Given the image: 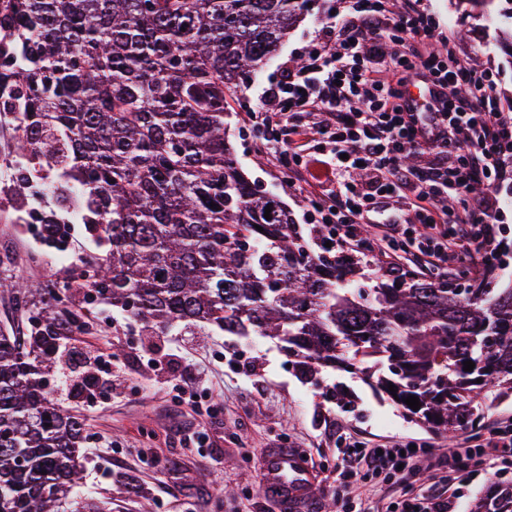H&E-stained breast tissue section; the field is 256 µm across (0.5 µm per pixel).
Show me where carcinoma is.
<instances>
[{
    "mask_svg": "<svg viewBox=\"0 0 512 512\" xmlns=\"http://www.w3.org/2000/svg\"><path fill=\"white\" fill-rule=\"evenodd\" d=\"M312 3L0 0V115L16 142L0 165L16 187H51L46 234L74 215L108 246L67 287L158 331L277 339L301 378L365 373L413 421L450 434L476 422L480 393L512 396V288L491 287L492 267L464 286L382 279L355 252L313 251L226 132L227 96ZM39 314L29 348L0 334V512H60L81 479L84 425L45 385L58 318ZM474 512H512V485Z\"/></svg>",
    "mask_w": 512,
    "mask_h": 512,
    "instance_id": "obj_1",
    "label": "carcinoma"
}]
</instances>
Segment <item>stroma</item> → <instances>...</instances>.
Segmentation results:
<instances>
[{
    "label": "stroma",
    "instance_id": "obj_1",
    "mask_svg": "<svg viewBox=\"0 0 512 512\" xmlns=\"http://www.w3.org/2000/svg\"><path fill=\"white\" fill-rule=\"evenodd\" d=\"M420 7L439 20L457 58L497 71L502 103L511 107L512 28L461 0H421ZM336 8V0H316L313 15L290 31L258 77L227 99L228 129L238 162L261 190L286 204L300 225L308 222L305 205L282 173L256 156L258 135L245 114L259 90L278 79L282 64L300 62L315 35L317 17ZM497 192L505 211L497 285L505 288L512 287V161L506 164ZM16 200V194L0 193V333L22 342L30 335V307L16 303L6 288L7 282L20 279L43 289V306L83 314L86 327L75 334L78 346L119 362L109 379L110 386L122 391L119 399L106 393L89 401L58 388L56 371L47 375L51 397L77 416L86 430L80 491L105 502L107 512H279L276 502L256 485L264 449L276 447L307 452L319 474L312 512H326L336 490L338 432L373 445L416 442L445 448L484 434L490 425L512 424V399L498 401L487 394L477 400L475 425L449 436L432 431L375 393L362 375L328 370L318 379L300 380L278 341L270 338L227 336L203 324L178 323L147 341L141 325L122 310L66 290L72 266L99 252L84 225H76L69 238L67 259L54 260L52 244L34 235L29 224L18 223ZM181 343L204 376L211 397L221 403L215 416L188 415L174 394L141 388L146 357L166 356ZM336 383L347 388L349 404L326 396V387ZM185 428L205 433L206 447L183 443ZM158 457L178 459L180 470L160 473L152 465ZM499 484L489 470L464 472L452 482L446 470L433 466L418 478L358 483L353 495L358 512H387L407 493L451 497L458 512H472L479 498Z\"/></svg>",
    "mask_w": 512,
    "mask_h": 512
}]
</instances>
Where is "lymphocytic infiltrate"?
Wrapping results in <instances>:
<instances>
[{"label": "lymphocytic infiltrate", "mask_w": 512, "mask_h": 512, "mask_svg": "<svg viewBox=\"0 0 512 512\" xmlns=\"http://www.w3.org/2000/svg\"><path fill=\"white\" fill-rule=\"evenodd\" d=\"M320 29L301 63L264 87L250 114L259 154L288 170L327 242L379 259L383 275L405 274L409 254L438 277L465 258L482 267L497 256L502 232L501 204L488 191L512 159V110L497 95L492 69L431 49L439 22L411 4L395 14L388 0H340ZM415 79L439 86L432 111L407 106ZM310 139L335 156V189L307 178L302 144ZM479 186L485 194H476ZM490 448L512 459V426L490 430L485 447L464 443L436 463L479 468ZM428 456L408 443L383 454L350 440L339 459L336 512L350 506L351 481L412 477Z\"/></svg>", "instance_id": "1"}]
</instances>
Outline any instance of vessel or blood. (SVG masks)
<instances>
[{
  "label": "vessel or blood",
  "instance_id": "vessel-or-blood-1",
  "mask_svg": "<svg viewBox=\"0 0 512 512\" xmlns=\"http://www.w3.org/2000/svg\"><path fill=\"white\" fill-rule=\"evenodd\" d=\"M262 486L281 512H304L312 500L316 472L300 448H269L261 458Z\"/></svg>",
  "mask_w": 512,
  "mask_h": 512
}]
</instances>
